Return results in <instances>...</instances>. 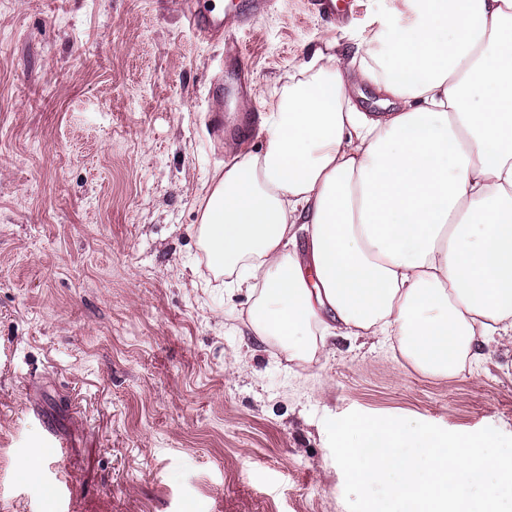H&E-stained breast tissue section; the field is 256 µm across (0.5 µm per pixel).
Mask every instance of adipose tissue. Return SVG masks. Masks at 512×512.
<instances>
[{"label": "adipose tissue", "mask_w": 512, "mask_h": 512, "mask_svg": "<svg viewBox=\"0 0 512 512\" xmlns=\"http://www.w3.org/2000/svg\"><path fill=\"white\" fill-rule=\"evenodd\" d=\"M402 3L261 115L262 150L225 144L198 233L256 340L394 336L451 377L512 344V0ZM364 82L391 111L352 103Z\"/></svg>", "instance_id": "ef3b65f1"}]
</instances>
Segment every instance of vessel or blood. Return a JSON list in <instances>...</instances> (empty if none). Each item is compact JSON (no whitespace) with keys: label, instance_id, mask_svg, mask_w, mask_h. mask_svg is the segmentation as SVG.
<instances>
[{"label":"vessel or blood","instance_id":"obj_1","mask_svg":"<svg viewBox=\"0 0 512 512\" xmlns=\"http://www.w3.org/2000/svg\"><path fill=\"white\" fill-rule=\"evenodd\" d=\"M275 5L276 0H224L223 14L217 15L196 6L185 13L186 25L198 37L206 39L223 33L226 92L246 91L248 80L238 68L242 50L239 35L250 28L257 16L269 13ZM307 5L310 12L339 27L350 18V0H307Z\"/></svg>","mask_w":512,"mask_h":512}]
</instances>
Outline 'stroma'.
I'll return each instance as SVG.
<instances>
[{
    "instance_id": "obj_1",
    "label": "stroma",
    "mask_w": 512,
    "mask_h": 512,
    "mask_svg": "<svg viewBox=\"0 0 512 512\" xmlns=\"http://www.w3.org/2000/svg\"><path fill=\"white\" fill-rule=\"evenodd\" d=\"M399 6L353 0L339 29L278 0L241 36L250 110ZM182 10L0 0V512H349L325 419L512 435V346L434 377L392 336L308 363L253 339L197 233L224 44Z\"/></svg>"
}]
</instances>
